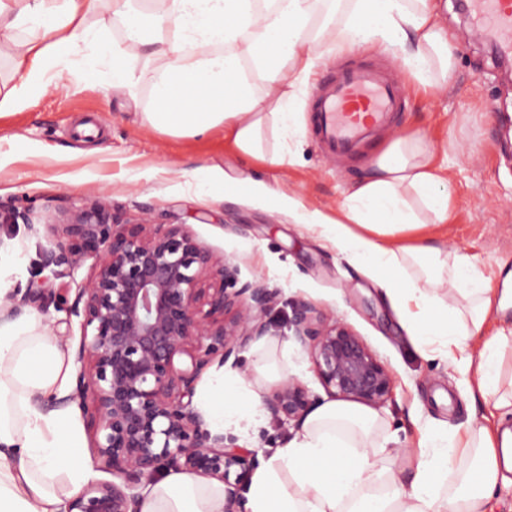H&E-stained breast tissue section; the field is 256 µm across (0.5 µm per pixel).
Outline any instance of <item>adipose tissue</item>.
I'll return each instance as SVG.
<instances>
[{"instance_id":"1","label":"adipose tissue","mask_w":512,"mask_h":512,"mask_svg":"<svg viewBox=\"0 0 512 512\" xmlns=\"http://www.w3.org/2000/svg\"><path fill=\"white\" fill-rule=\"evenodd\" d=\"M101 0H0V35L11 42L18 83L0 85V112L27 111L52 81L55 67L80 47L87 64L112 61V91L131 94L125 59L141 50L162 62L152 108L142 122L175 137L223 129L242 155H259L265 120L283 138L301 137L292 105L327 50L366 45L392 54L420 84L443 89L456 72L455 46L438 0H352L338 24H317L320 0H163L143 24L130 0H112L128 44L111 46L87 26ZM299 224L336 245L379 281L395 305H414L408 318L421 343L456 349L452 363L470 391L496 395L497 417L471 426L465 445L429 441L410 488L375 490L369 449L352 445L353 428L373 416L333 402L308 417L300 437L276 449L251 477L244 512H494L512 492V389L503 390L501 356L512 349V327L471 353L493 308L491 281L473 257L432 244L425 233L446 224L452 195L423 136L394 139L348 190L335 215L289 200ZM466 309H459L457 299ZM73 366L37 313L0 321V512H64L95 472L73 407L47 408L69 395ZM212 430L253 421L260 398L245 381L215 372L201 396ZM469 457L461 483L447 497L439 487L457 460ZM224 485L170 473L150 486L140 512H224Z\"/></svg>"}]
</instances>
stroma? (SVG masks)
Wrapping results in <instances>:
<instances>
[{
  "label": "stroma",
  "mask_w": 512,
  "mask_h": 512,
  "mask_svg": "<svg viewBox=\"0 0 512 512\" xmlns=\"http://www.w3.org/2000/svg\"><path fill=\"white\" fill-rule=\"evenodd\" d=\"M447 17L456 45V75L447 90L435 92L406 78L388 54L324 56L311 85L297 94L295 110L305 132L289 146L293 161L277 166L266 157L286 146L269 132L259 159L239 154L220 129L178 138L143 126L140 114L153 106L157 66L145 54L126 60L135 76L129 96L113 94L111 61L90 67L83 55L72 56L60 65L56 87L29 110L0 116V247L20 250L24 258L20 269H0V286L21 300L24 315L33 310L23 301L29 289H57L42 321L69 354L81 335L79 325L65 322L75 292L60 290L42 266L49 225L100 201L124 220L146 216L155 224L185 225L216 257L238 264L240 282H262L279 293L267 316L269 334L230 357L225 374L244 378L263 397L290 376L309 389L315 406L330 402L308 353L283 337L292 303L310 302L328 322L347 324L363 336L391 371L392 400L376 409L375 424L355 438L376 449L379 483L393 476L410 483L413 471L403 467L395 449L416 455L426 435H463L491 407L470 395L449 359L414 342L370 271L353 267L332 244L298 224L280 198L335 214L348 188L395 138L421 131L439 146L437 161L447 166L453 195L454 214L436 231L438 242L474 256L492 286L501 287L512 271V82L457 0H448ZM348 62L389 66L404 86L405 105L388 132L354 154L335 157L311 135L308 107L314 85ZM83 123L94 124L97 137L78 136ZM202 166L212 178L206 194L195 193L186 177ZM259 183L273 188V195L256 192ZM224 434L256 451L262 464L302 430L264 412Z\"/></svg>",
  "instance_id": "obj_1"
}]
</instances>
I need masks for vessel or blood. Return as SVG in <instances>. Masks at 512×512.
Segmentation results:
<instances>
[{
  "instance_id": "b4317fda",
  "label": "vessel or blood",
  "mask_w": 512,
  "mask_h": 512,
  "mask_svg": "<svg viewBox=\"0 0 512 512\" xmlns=\"http://www.w3.org/2000/svg\"><path fill=\"white\" fill-rule=\"evenodd\" d=\"M475 27L490 33L512 55V0H466ZM402 89L372 65H348L312 93L314 134L335 154L353 152L374 130L388 127L401 110Z\"/></svg>"
}]
</instances>
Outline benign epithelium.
<instances>
[{"label": "benign epithelium", "mask_w": 512, "mask_h": 512, "mask_svg": "<svg viewBox=\"0 0 512 512\" xmlns=\"http://www.w3.org/2000/svg\"><path fill=\"white\" fill-rule=\"evenodd\" d=\"M88 259L92 274L66 308L81 337L75 386L65 402L82 410L92 457L105 462L114 480L88 484L66 512H139L141 490L172 471L221 480L226 512H237L239 482L256 453L208 430L191 403L215 357L226 360L268 335L277 292L260 282L238 285L239 267L217 260L183 225L146 217L119 223L103 203L63 225L44 250L43 267L70 277ZM62 265L68 271L58 270ZM55 301L56 293L44 288L24 299L42 313ZM285 337L309 351L333 398L375 408L392 399V375L364 338L328 323L312 304H293ZM264 405L274 420L300 423L311 399L289 378Z\"/></svg>", "instance_id": "benign-epithelium-1"}]
</instances>
